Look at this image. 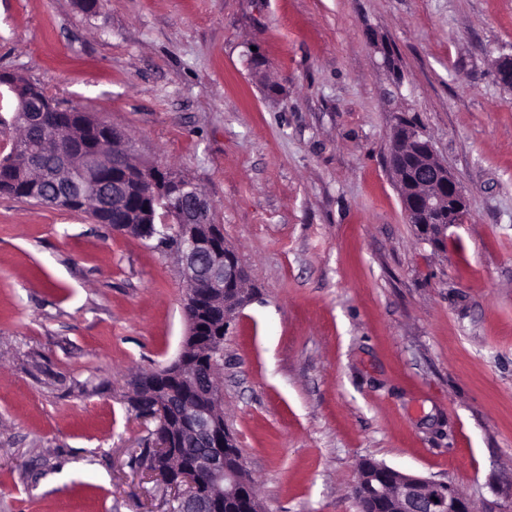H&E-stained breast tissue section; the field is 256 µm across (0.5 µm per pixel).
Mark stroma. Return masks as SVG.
<instances>
[{"label": "stroma", "instance_id": "1", "mask_svg": "<svg viewBox=\"0 0 512 512\" xmlns=\"http://www.w3.org/2000/svg\"><path fill=\"white\" fill-rule=\"evenodd\" d=\"M510 52L512 0H0V70L212 202L255 290L220 382L264 512H355L364 458L512 501ZM404 118L469 201L441 247L388 164ZM185 296L156 240L0 195V512H166L128 380L177 359Z\"/></svg>", "mask_w": 512, "mask_h": 512}]
</instances>
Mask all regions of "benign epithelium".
I'll list each match as a JSON object with an SVG mask.
<instances>
[{
  "label": "benign epithelium",
  "instance_id": "1",
  "mask_svg": "<svg viewBox=\"0 0 512 512\" xmlns=\"http://www.w3.org/2000/svg\"><path fill=\"white\" fill-rule=\"evenodd\" d=\"M499 82L512 89V54L496 61ZM5 87L16 98L15 112L25 115L28 129L44 132L63 123L61 113L49 101L38 103L22 95L12 81V74L0 73V87ZM398 138L392 142L390 155H395L401 144L410 146L418 157L416 165L398 175V190L408 223L423 219L430 222L437 218L441 207H447L448 219L434 227L435 235L447 232L448 225L458 224L467 212V200L456 177L436 157L431 142L423 135L397 128ZM52 177L32 183H23V191L36 197L39 204L48 208L63 209L81 203L106 207L120 214L118 227L128 231L134 225L137 235L150 240L160 233L157 225L179 224L182 229L177 251L180 273L185 286L191 288L188 302L209 303L207 313L188 324L182 348L198 350L199 357L193 366L197 371L196 391L193 399L186 401L175 390L155 400L151 415L160 421L173 412L174 405L183 409L188 434L181 439L180 449L191 458L178 478L158 469L164 485L170 489V500L188 508V512H223L224 494L243 500L249 496L248 482L243 472L230 471L224 465V450L236 444L233 435L224 427L214 406L222 394L210 382L214 359L211 349L223 341L225 323L236 315L243 305L230 303L224 298L226 290H234L243 276V267L236 253L224 240L220 224L210 223L211 203L196 190L189 180L177 181L176 190H170L173 177L158 165H137L139 176L150 186V192L135 209L123 206L126 197L125 174L131 171L130 145L112 153L106 170H86L80 177L70 173L69 149L57 144ZM207 225L206 230L199 225ZM360 484L366 490V501L379 504L388 501L393 512H473L472 501L446 481H437L417 474L395 469L385 464L365 468L360 474Z\"/></svg>",
  "mask_w": 512,
  "mask_h": 512
}]
</instances>
